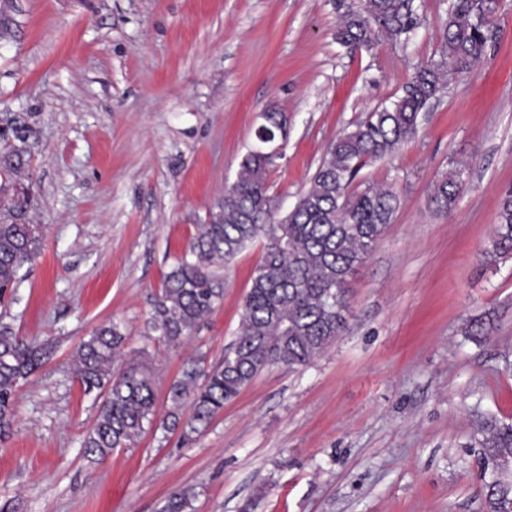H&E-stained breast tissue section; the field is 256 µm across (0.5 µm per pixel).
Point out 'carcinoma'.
<instances>
[{
	"instance_id": "cac0c4a2",
	"label": "carcinoma",
	"mask_w": 512,
	"mask_h": 512,
	"mask_svg": "<svg viewBox=\"0 0 512 512\" xmlns=\"http://www.w3.org/2000/svg\"><path fill=\"white\" fill-rule=\"evenodd\" d=\"M336 43L371 51L383 42L405 44L418 27L415 0H335ZM497 0H452L438 57L419 65L390 104L378 107L331 141L328 151L293 207L276 216L269 177L284 156L250 148L238 164L224 200L209 213L187 253L165 275L153 295L148 329L171 347L179 346L224 296L215 270L230 264L249 244L261 241L262 257L242 304L237 336L224 359L204 367V357L187 359L168 388L167 409L158 416L155 374L149 365L123 359L125 334L102 325L81 341L74 373L84 392H97L91 428L81 442L92 461L117 448H131L155 422L180 431L184 444L224 410L269 363L306 366L340 335L346 324L348 280L374 251L392 223L398 196L390 185L372 184L352 193L350 186L367 165L382 160L414 138L422 114L447 87L448 63L479 62L493 39ZM255 130L262 141H285L288 116L274 107L263 112ZM0 151V298L17 287L22 267L38 252L39 227L29 221L30 186L22 179L29 165L25 136ZM464 169L442 174L431 197L437 209L452 210L462 191ZM512 256V190L500 199L487 263ZM46 344H26L0 324V437L10 433L19 384L51 356ZM486 467L512 463V424L489 420L479 440ZM491 512H512V492L502 481L486 484ZM191 494L172 492L164 512H187Z\"/></svg>"
}]
</instances>
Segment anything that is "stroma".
<instances>
[{
	"instance_id": "stroma-1",
	"label": "stroma",
	"mask_w": 512,
	"mask_h": 512,
	"mask_svg": "<svg viewBox=\"0 0 512 512\" xmlns=\"http://www.w3.org/2000/svg\"><path fill=\"white\" fill-rule=\"evenodd\" d=\"M407 46L336 43L334 0H0V119L29 134L35 259L0 324L50 359L15 396L0 439V512H489L477 444L512 421V258L485 264L512 189V0L485 58L451 68L418 134L365 167L391 184V224L350 281L340 336L302 367L258 375L187 445L146 426L93 463L81 441L98 400L71 369L101 325L127 334L166 394L183 360L218 363L238 330L261 242L221 269L224 297L177 348L146 321L165 274L254 142L288 116L271 192L287 213L331 140L390 102L437 48L448 0H415ZM464 165L452 212L430 199ZM263 123L255 130L256 140L281 141L286 142L288 135V116L280 112L275 107H268L263 112Z\"/></svg>"
}]
</instances>
